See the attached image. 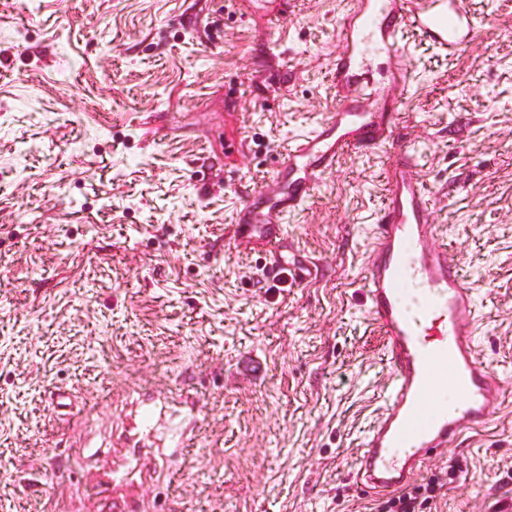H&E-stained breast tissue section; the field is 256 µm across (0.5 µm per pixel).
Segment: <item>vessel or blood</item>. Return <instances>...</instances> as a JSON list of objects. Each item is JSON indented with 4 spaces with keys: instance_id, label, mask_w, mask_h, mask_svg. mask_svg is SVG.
<instances>
[{
    "instance_id": "vessel-or-blood-1",
    "label": "vessel or blood",
    "mask_w": 512,
    "mask_h": 512,
    "mask_svg": "<svg viewBox=\"0 0 512 512\" xmlns=\"http://www.w3.org/2000/svg\"><path fill=\"white\" fill-rule=\"evenodd\" d=\"M482 27L463 0H352L339 21L342 48L330 67L336 105L288 143L269 181L236 211V241H260L271 269L290 282L311 279L315 265L286 250L282 216L311 199L322 174L344 154L389 143L408 105V36L456 57ZM377 58L391 68L390 91L372 77ZM436 205L410 148L398 147L363 276L366 315L390 368L383 405L354 468L357 486L368 491L408 484L437 449L486 425L503 398L502 381L477 350L481 315L474 291L459 260L437 241Z\"/></svg>"
}]
</instances>
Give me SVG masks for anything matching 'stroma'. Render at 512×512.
Masks as SVG:
<instances>
[{
    "label": "stroma",
    "instance_id": "stroma-1",
    "mask_svg": "<svg viewBox=\"0 0 512 512\" xmlns=\"http://www.w3.org/2000/svg\"><path fill=\"white\" fill-rule=\"evenodd\" d=\"M463 55L420 44L396 135L438 194L436 221L483 305L479 354L505 384L432 512L512 502V0ZM350 0H0V512H370L358 445L390 370L349 289L366 266L383 151L345 155L288 244L322 272L259 287L265 248L232 217L284 139L336 104L328 67ZM259 361L263 373L240 377ZM52 386L72 406L53 408ZM194 401L189 448L123 463L132 398Z\"/></svg>",
    "mask_w": 512,
    "mask_h": 512
}]
</instances>
